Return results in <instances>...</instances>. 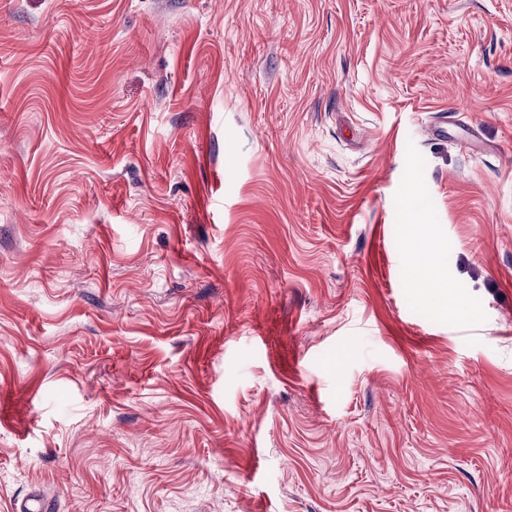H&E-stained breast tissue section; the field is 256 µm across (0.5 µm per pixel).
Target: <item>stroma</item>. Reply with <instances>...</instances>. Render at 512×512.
<instances>
[{
  "instance_id": "1",
  "label": "stroma",
  "mask_w": 512,
  "mask_h": 512,
  "mask_svg": "<svg viewBox=\"0 0 512 512\" xmlns=\"http://www.w3.org/2000/svg\"><path fill=\"white\" fill-rule=\"evenodd\" d=\"M34 494L512 512V0H0V512Z\"/></svg>"
}]
</instances>
